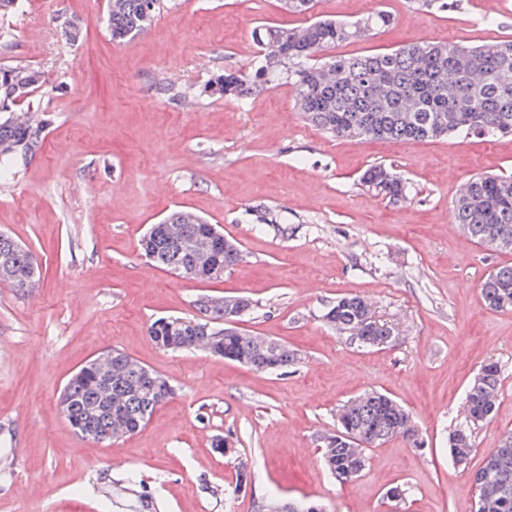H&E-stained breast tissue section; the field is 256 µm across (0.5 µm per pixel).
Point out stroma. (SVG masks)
I'll list each match as a JSON object with an SVG mask.
<instances>
[{
    "label": "stroma",
    "mask_w": 512,
    "mask_h": 512,
    "mask_svg": "<svg viewBox=\"0 0 512 512\" xmlns=\"http://www.w3.org/2000/svg\"><path fill=\"white\" fill-rule=\"evenodd\" d=\"M481 2L429 12L413 0H314L312 14H392V27L336 45V56L512 39V0L489 14ZM303 21L279 0H163L150 30L117 44L107 0H29L0 15L11 33L0 67L27 64L47 78L30 99L47 122L42 146L0 175V230L41 267L28 293L0 283V512H262L273 500L325 512H475L472 478L512 433V310L486 308L480 288L512 251L470 240L452 208L462 182L512 173V138L339 140L306 122L284 81L243 100L219 93L225 70L250 71L258 26ZM72 24L75 43L64 35ZM375 163L405 181V200L363 184ZM174 209L239 243L244 258L223 281L177 278L141 252L147 228ZM202 294L249 297L242 331L288 345L296 363L276 375L158 348L150 324L196 315ZM347 295L371 301L392 328L385 347L323 320ZM112 348L175 393L138 433L98 444L62 417L59 396ZM489 361L502 371L496 411L455 468L448 435ZM370 390L404 406L418 437L371 449L358 477L337 481L323 438L337 409ZM217 438L235 453L215 450ZM241 461L252 482L239 491ZM397 485L407 497L395 502L386 493Z\"/></svg>",
    "instance_id": "1"
}]
</instances>
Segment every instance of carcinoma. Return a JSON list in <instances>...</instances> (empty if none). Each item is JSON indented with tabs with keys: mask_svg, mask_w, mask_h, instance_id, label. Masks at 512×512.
<instances>
[{
	"mask_svg": "<svg viewBox=\"0 0 512 512\" xmlns=\"http://www.w3.org/2000/svg\"><path fill=\"white\" fill-rule=\"evenodd\" d=\"M314 0H280L281 8L307 15ZM160 0H109L107 26L115 42L151 29ZM393 17L377 11L354 22L310 19L285 28L264 25L256 32L259 46L252 70L228 71L218 83L224 96L244 99L259 93L272 79H284L295 90V107L319 130L339 139L422 142L443 136H512V40L482 45L412 41L392 50L353 56H324L338 43L366 38L390 26ZM45 84L44 73L28 65L0 68V112L25 103ZM44 120L35 111L24 118L0 122V169L32 156L42 145ZM363 183L394 201L406 198L405 183L381 164L370 166ZM454 222L475 242L512 251V176L485 175L469 180L457 197ZM170 233L150 228L142 250L156 267L180 264L192 280L211 281L214 266L232 269L243 260L241 249L224 247V234L193 213L174 210L163 220ZM36 262L27 248L13 247L0 236V281L18 291L29 290ZM484 306L512 309V264L498 266L481 288ZM252 301L233 305L202 296L196 317L155 320L148 335L164 349L203 350L256 371H285L296 362L287 345L224 331V319L245 314ZM323 319L336 331L348 333L363 347L386 345L391 327L376 319L364 298L344 296L329 305ZM109 373L95 360L86 362L67 382L62 398L64 418L81 436L99 442L116 430L128 435L142 428L156 409L174 394L170 382L118 349L106 353ZM501 369L486 363L465 396L466 412L452 431V460L463 463L473 444L471 427L490 418L499 398ZM410 414L390 397L366 392L337 411L336 431L322 448L329 472L339 481L357 477L365 468L366 452L389 439H411ZM476 512H512V433L486 455L473 478Z\"/></svg>",
	"mask_w": 512,
	"mask_h": 512,
	"instance_id": "obj_1",
	"label": "carcinoma"
}]
</instances>
